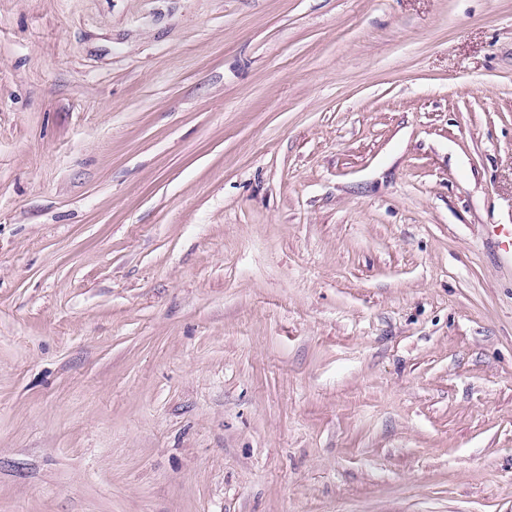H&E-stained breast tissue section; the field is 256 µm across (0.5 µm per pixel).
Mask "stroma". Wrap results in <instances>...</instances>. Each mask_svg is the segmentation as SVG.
<instances>
[{
	"label": "stroma",
	"mask_w": 512,
	"mask_h": 512,
	"mask_svg": "<svg viewBox=\"0 0 512 512\" xmlns=\"http://www.w3.org/2000/svg\"><path fill=\"white\" fill-rule=\"evenodd\" d=\"M512 0H0V512H512Z\"/></svg>",
	"instance_id": "stroma-1"
}]
</instances>
